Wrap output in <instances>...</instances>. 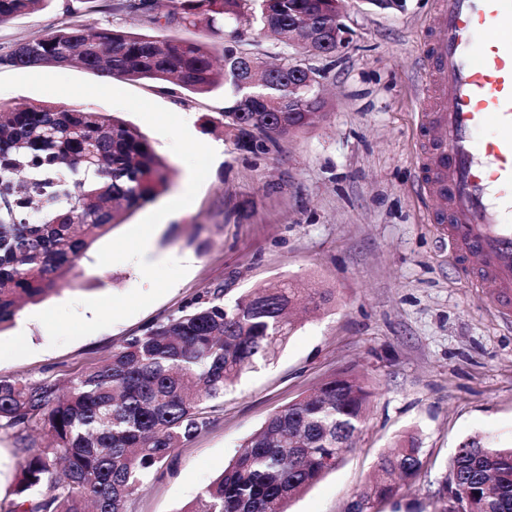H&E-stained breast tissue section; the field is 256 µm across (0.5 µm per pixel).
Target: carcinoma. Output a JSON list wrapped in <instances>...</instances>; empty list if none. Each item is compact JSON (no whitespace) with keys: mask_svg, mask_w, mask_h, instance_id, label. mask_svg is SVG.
Segmentation results:
<instances>
[{"mask_svg":"<svg viewBox=\"0 0 512 512\" xmlns=\"http://www.w3.org/2000/svg\"><path fill=\"white\" fill-rule=\"evenodd\" d=\"M48 0H0V24L37 12ZM120 0L117 9L146 27L203 26L216 33L245 0ZM344 0H260L255 20L288 45L301 37L295 18L332 26ZM204 40L127 30L62 26L0 54L13 67H73L130 81L172 82L190 93L229 91L224 127L242 146L268 150L310 123L317 96L300 65L268 66ZM336 53L334 37L302 48ZM173 169L125 120L52 103L0 109V331L24 302L57 290L91 246L153 201ZM331 293L291 281L259 285L224 304V289L127 339L112 357L70 380L38 384L0 379V426L15 430L21 473L11 512H128L134 493L174 451L209 425L211 404L294 331L290 310L326 305ZM370 392L337 373L318 390L274 412L183 512H288L290 503L343 461L365 420ZM41 423L52 440L34 449L27 431ZM423 466L408 433L381 455L370 486L345 512L377 505L411 488ZM453 494L464 512H512V447L463 440L436 500Z\"/></svg>","mask_w":512,"mask_h":512,"instance_id":"cac0c4a2","label":"carcinoma"}]
</instances>
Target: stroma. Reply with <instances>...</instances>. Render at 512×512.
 <instances>
[{"instance_id": "obj_1", "label": "stroma", "mask_w": 512, "mask_h": 512, "mask_svg": "<svg viewBox=\"0 0 512 512\" xmlns=\"http://www.w3.org/2000/svg\"><path fill=\"white\" fill-rule=\"evenodd\" d=\"M64 2L50 0L37 13L0 24V52L66 23ZM432 8L433 0H405L400 11L350 0L349 40L330 58L283 48L246 19L226 21L213 38L217 46H257L270 62H303L320 73L323 119L264 154L237 144L222 126L223 90L193 94L173 83L65 68L67 76L133 92L190 118L191 135L221 152L192 204L152 235L155 258L184 261L187 274L134 316L51 346L38 312L143 285L136 263L101 266L89 251L57 292L24 305L0 331V379L67 383L110 358L128 337L219 286L228 304L280 280L328 288L335 297L327 309L300 316L276 357L227 389L209 428L175 450L133 496L129 512H181L270 414L343 371L359 375L373 392L357 443L290 512H344L379 454L406 432L416 434L424 468L415 488L383 512H431L464 439L512 444V329L498 322L487 290L459 277L447 241L428 221L431 204L411 191L425 70L420 44ZM44 102L124 119L174 169L171 187L117 225L114 235L185 192L186 164L136 115L95 98L0 91V108Z\"/></svg>"}]
</instances>
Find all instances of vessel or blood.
<instances>
[{"mask_svg":"<svg viewBox=\"0 0 512 512\" xmlns=\"http://www.w3.org/2000/svg\"><path fill=\"white\" fill-rule=\"evenodd\" d=\"M417 189L460 275L512 322V0H434Z\"/></svg>","mask_w":512,"mask_h":512,"instance_id":"b4317fda","label":"vessel or blood"}]
</instances>
